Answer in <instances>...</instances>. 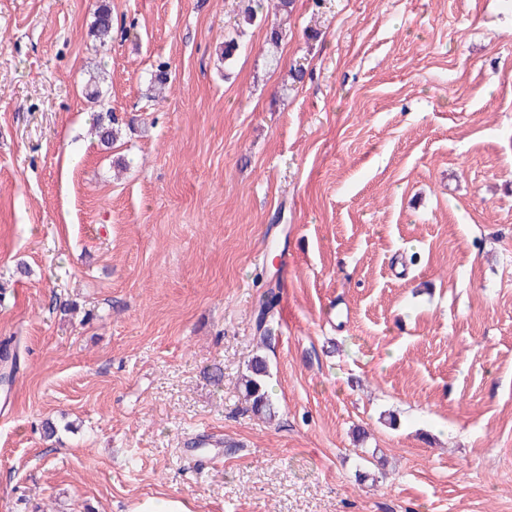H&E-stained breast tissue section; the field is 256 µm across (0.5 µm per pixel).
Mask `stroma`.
<instances>
[{
    "instance_id": "stroma-1",
    "label": "stroma",
    "mask_w": 512,
    "mask_h": 512,
    "mask_svg": "<svg viewBox=\"0 0 512 512\" xmlns=\"http://www.w3.org/2000/svg\"><path fill=\"white\" fill-rule=\"evenodd\" d=\"M238 9L0 0V512H512V0ZM264 7L265 4L260 0H248L247 4L241 9L233 27V32L224 38V49H222L221 55L224 56L225 68H229L232 64L239 49V42L246 35L247 28L253 26L257 20L260 22L263 20ZM295 0H277L271 5V9L274 11V21L270 27V34L267 40L268 58L272 65L278 64L277 52L283 34L286 33L288 27V21L293 13ZM269 363L265 355L255 353L243 376L244 397L256 415L271 416L274 405L267 389ZM131 512H190L186 504L173 496H149L138 500Z\"/></svg>"
}]
</instances>
